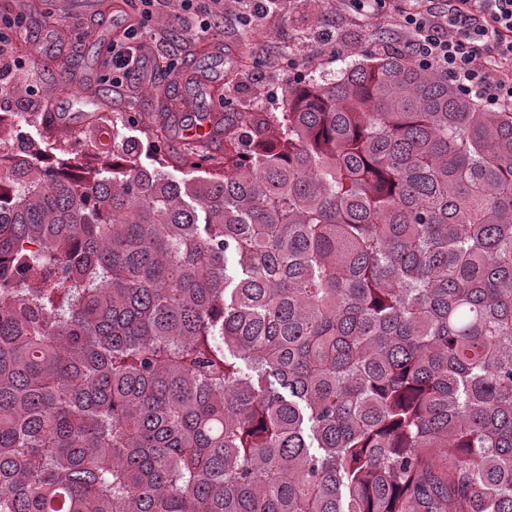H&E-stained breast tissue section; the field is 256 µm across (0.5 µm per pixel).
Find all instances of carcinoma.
Instances as JSON below:
<instances>
[{
    "label": "carcinoma",
    "instance_id": "1",
    "mask_svg": "<svg viewBox=\"0 0 512 512\" xmlns=\"http://www.w3.org/2000/svg\"><path fill=\"white\" fill-rule=\"evenodd\" d=\"M7 116L0 512H512V112L379 52L181 179Z\"/></svg>",
    "mask_w": 512,
    "mask_h": 512
}]
</instances>
